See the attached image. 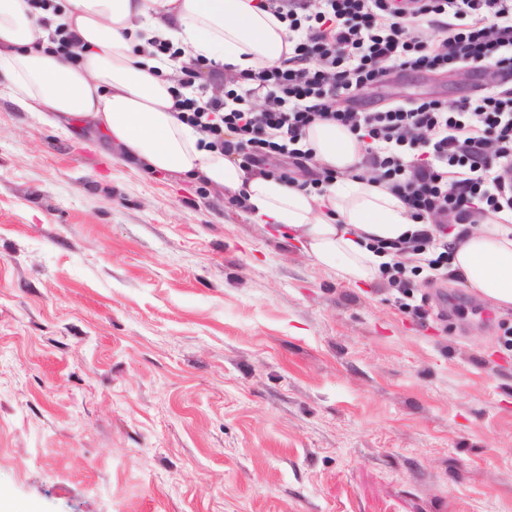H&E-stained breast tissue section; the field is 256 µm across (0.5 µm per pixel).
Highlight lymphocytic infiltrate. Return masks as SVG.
<instances>
[{
  "label": "lymphocytic infiltrate",
  "instance_id": "1",
  "mask_svg": "<svg viewBox=\"0 0 512 512\" xmlns=\"http://www.w3.org/2000/svg\"><path fill=\"white\" fill-rule=\"evenodd\" d=\"M413 2L407 8L395 0H259L294 34L286 66L248 73L241 85L202 100L184 94L205 67L193 60L179 70L174 108L211 147L262 173L312 161L300 142L314 123L347 128L362 143L375 182L427 223L392 244L396 260L383 271L386 287L407 298V312L426 321L429 311L410 301L403 259L416 258L414 271L425 283L445 278L453 247L441 216L453 214L460 225L512 211V89L486 87L452 108L423 100L379 112L340 109L336 98L382 81L396 67H491L511 80L512 0ZM428 16L444 17L439 36L423 30ZM259 94L260 109L253 104Z\"/></svg>",
  "mask_w": 512,
  "mask_h": 512
}]
</instances>
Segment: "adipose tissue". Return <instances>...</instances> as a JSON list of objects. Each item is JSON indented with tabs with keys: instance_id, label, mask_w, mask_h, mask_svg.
Listing matches in <instances>:
<instances>
[{
	"instance_id": "adipose-tissue-1",
	"label": "adipose tissue",
	"mask_w": 512,
	"mask_h": 512,
	"mask_svg": "<svg viewBox=\"0 0 512 512\" xmlns=\"http://www.w3.org/2000/svg\"><path fill=\"white\" fill-rule=\"evenodd\" d=\"M77 42L76 57L54 53L57 28ZM288 28L258 0H66L60 11L0 0V95L54 126L87 124L123 159L179 174L240 196L259 224H277L318 264L349 282L379 277L395 242L422 224L406 204L361 171V145L345 128L318 122L306 131L318 169L336 180L302 188L248 170L207 147L173 109L170 63L143 54L153 39L185 59L202 58L240 77L284 66ZM451 270L479 296L512 307V213L487 214L454 244Z\"/></svg>"
}]
</instances>
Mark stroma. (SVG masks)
Here are the masks:
<instances>
[{
    "label": "stroma",
    "mask_w": 512,
    "mask_h": 512,
    "mask_svg": "<svg viewBox=\"0 0 512 512\" xmlns=\"http://www.w3.org/2000/svg\"><path fill=\"white\" fill-rule=\"evenodd\" d=\"M498 82L395 70L352 105ZM417 292L447 320L0 98V512H512V311Z\"/></svg>",
    "instance_id": "35a3bbf8"
}]
</instances>
